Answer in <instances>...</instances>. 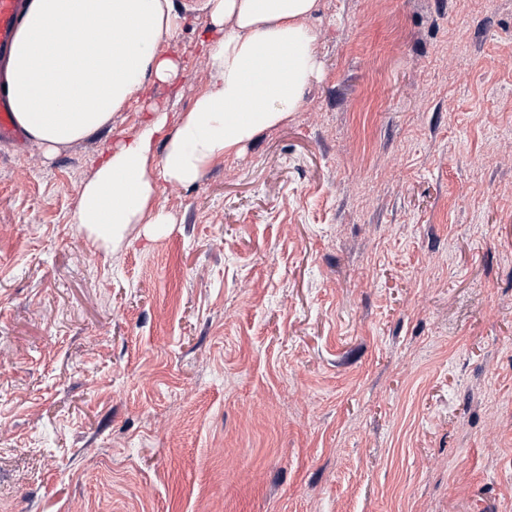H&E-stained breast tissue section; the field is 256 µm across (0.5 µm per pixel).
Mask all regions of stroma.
<instances>
[{
	"instance_id": "1",
	"label": "stroma",
	"mask_w": 512,
	"mask_h": 512,
	"mask_svg": "<svg viewBox=\"0 0 512 512\" xmlns=\"http://www.w3.org/2000/svg\"><path fill=\"white\" fill-rule=\"evenodd\" d=\"M300 111L162 234L70 221L184 72L52 159L0 142V512H512V0H318Z\"/></svg>"
}]
</instances>
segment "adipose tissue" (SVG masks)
Here are the masks:
<instances>
[{
	"mask_svg": "<svg viewBox=\"0 0 512 512\" xmlns=\"http://www.w3.org/2000/svg\"><path fill=\"white\" fill-rule=\"evenodd\" d=\"M197 8L219 33L209 47L212 82L174 132L156 112L82 185L71 221L100 246H119L134 224L162 232L172 218L153 207L154 175L195 183L298 111L320 72L309 23L317 0H197ZM179 29L172 0H26L6 72L15 121L50 156L111 126L147 83L181 74L163 49Z\"/></svg>",
	"mask_w": 512,
	"mask_h": 512,
	"instance_id": "1",
	"label": "adipose tissue"
}]
</instances>
